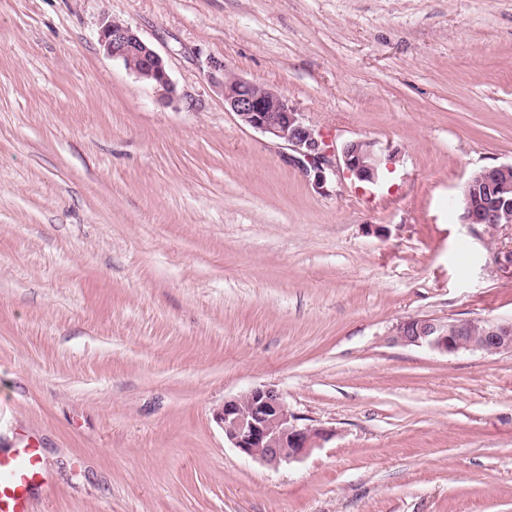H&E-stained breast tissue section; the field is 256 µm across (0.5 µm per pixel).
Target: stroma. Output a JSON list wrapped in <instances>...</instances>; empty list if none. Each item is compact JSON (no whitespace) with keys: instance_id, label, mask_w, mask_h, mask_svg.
I'll return each instance as SVG.
<instances>
[{"instance_id":"stroma-1","label":"stroma","mask_w":512,"mask_h":512,"mask_svg":"<svg viewBox=\"0 0 512 512\" xmlns=\"http://www.w3.org/2000/svg\"><path fill=\"white\" fill-rule=\"evenodd\" d=\"M130 24L180 100L99 44ZM283 93L390 180L317 189L207 59ZM512 163V0H0V448L31 512H512V353L394 344L512 319L469 175ZM275 387L335 436L272 470L225 399ZM42 479L41 461L34 448H20L11 456L0 454V511L30 512L31 492Z\"/></svg>"}]
</instances>
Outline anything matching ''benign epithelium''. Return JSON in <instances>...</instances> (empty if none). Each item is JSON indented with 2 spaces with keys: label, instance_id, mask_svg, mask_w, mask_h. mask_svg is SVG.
Returning <instances> with one entry per match:
<instances>
[{
  "label": "benign epithelium",
  "instance_id": "7a95c632",
  "mask_svg": "<svg viewBox=\"0 0 512 512\" xmlns=\"http://www.w3.org/2000/svg\"><path fill=\"white\" fill-rule=\"evenodd\" d=\"M99 41L107 54L121 60L140 80L150 84L160 99L172 103L179 98L164 58L128 24L108 20ZM207 77L224 96V108L240 123L291 150L289 161L304 174L315 175L325 184L326 171H345L360 181L376 183L383 170L393 169L396 151L378 147L377 142L355 139L345 142L338 152L329 149L323 136L308 125L281 92L241 77L229 78L223 61L207 62ZM494 185L472 173L463 187L462 208L468 217L464 224H485L487 216L509 226L512 211L489 208L494 200ZM393 342L423 347L444 354L480 351H512V321L439 320L408 318L396 325ZM224 439L241 455L276 469L282 464L299 462L314 449L322 447L332 430L305 424L272 386H256L224 400L215 414Z\"/></svg>",
  "mask_w": 512,
  "mask_h": 512
}]
</instances>
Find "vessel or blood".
Here are the masks:
<instances>
[{"label": "vessel or blood", "mask_w": 512, "mask_h": 512, "mask_svg": "<svg viewBox=\"0 0 512 512\" xmlns=\"http://www.w3.org/2000/svg\"><path fill=\"white\" fill-rule=\"evenodd\" d=\"M42 478L35 449L24 447L13 455H0V512H29L31 492Z\"/></svg>", "instance_id": "obj_1"}]
</instances>
